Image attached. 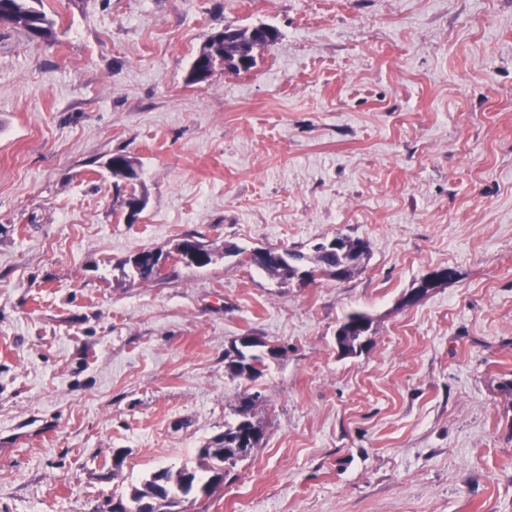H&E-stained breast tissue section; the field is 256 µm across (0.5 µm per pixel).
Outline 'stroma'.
I'll list each match as a JSON object with an SVG mask.
<instances>
[{
	"label": "stroma",
	"instance_id": "stroma-1",
	"mask_svg": "<svg viewBox=\"0 0 512 512\" xmlns=\"http://www.w3.org/2000/svg\"><path fill=\"white\" fill-rule=\"evenodd\" d=\"M44 7L51 41L0 25V512L198 467L253 393L260 445L186 512H512V0ZM262 23L250 71L189 82L212 32ZM188 233L212 264L124 274ZM338 235L369 245L341 282L236 256ZM241 336L257 379L226 371ZM153 255L150 252H142L138 255L134 256L133 259H129L126 261L125 265L130 264V270L133 273V268H135L138 273L134 274V276L138 277V279L142 281H156V280H165L168 278L167 275H164L163 270L153 271V266L155 262L152 261ZM455 277L456 271L451 268L432 270L419 280L413 293L406 300L407 302L416 300L430 290L452 281ZM371 327V319L364 313H351L338 326L336 345L343 356H354L362 352L364 338Z\"/></svg>",
	"mask_w": 512,
	"mask_h": 512
}]
</instances>
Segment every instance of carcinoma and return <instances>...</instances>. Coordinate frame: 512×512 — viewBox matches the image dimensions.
Segmentation results:
<instances>
[{
    "label": "carcinoma",
    "mask_w": 512,
    "mask_h": 512,
    "mask_svg": "<svg viewBox=\"0 0 512 512\" xmlns=\"http://www.w3.org/2000/svg\"><path fill=\"white\" fill-rule=\"evenodd\" d=\"M2 13L10 18L14 27L25 31L35 40L48 41L54 37L56 22L43 10V0H0V14ZM278 39L279 31L272 26L266 27L259 35L253 26L235 28L228 35L215 31L207 37L193 60L189 81H208L215 72V68L210 66L211 59L215 57L222 59L221 66L226 72H247L255 66V53L270 47ZM335 240L340 242L339 249L329 248L320 242L314 246L311 257L300 251L269 249L261 268L284 282H290L303 271L313 278L323 275L333 277L336 269L340 267L347 279L360 266V263L354 262V253L361 247L363 251L360 252V258H365L369 251L368 243L362 238L347 235H339ZM152 258L151 253L142 252L127 260V263L137 270L136 277L142 281L167 279L162 271L153 270ZM370 327L371 319L366 314L355 312L347 315L338 326L336 335L339 353L343 356L361 353L365 334ZM254 347L256 344L251 343L244 350L235 347L225 352L226 369L231 377L255 380L261 376L263 358L249 353V349ZM258 399L257 394L243 398L236 410L235 422L225 425L223 434L200 449L201 459L207 462L208 476H201L195 469V483L186 485L178 474L162 469L154 472L143 488H133L130 496L159 491L168 500L170 508L177 507L184 496L210 497L224 483L226 465L249 456L262 440V430L253 421Z\"/></svg>",
    "instance_id": "carcinoma-1"
}]
</instances>
